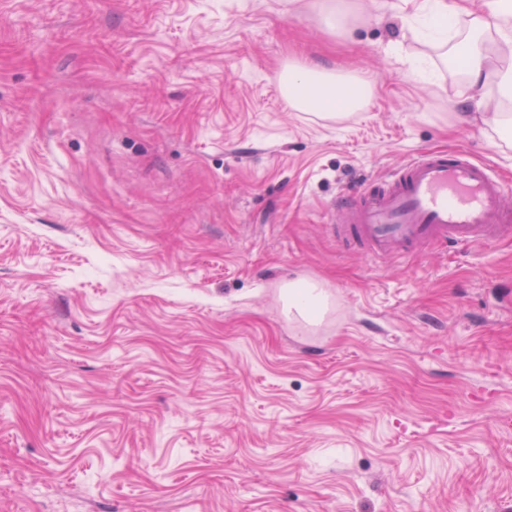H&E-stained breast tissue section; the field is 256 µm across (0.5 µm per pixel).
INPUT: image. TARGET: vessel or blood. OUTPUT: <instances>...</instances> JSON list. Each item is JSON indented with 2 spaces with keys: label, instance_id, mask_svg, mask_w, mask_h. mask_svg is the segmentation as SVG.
<instances>
[{
  "label": "vessel or blood",
  "instance_id": "b4317fda",
  "mask_svg": "<svg viewBox=\"0 0 512 512\" xmlns=\"http://www.w3.org/2000/svg\"><path fill=\"white\" fill-rule=\"evenodd\" d=\"M507 187L464 152L422 151L349 197L339 237L375 256L487 244L512 235Z\"/></svg>",
  "mask_w": 512,
  "mask_h": 512
}]
</instances>
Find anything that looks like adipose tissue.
I'll use <instances>...</instances> for the list:
<instances>
[{
	"label": "adipose tissue",
	"instance_id": "obj_1",
	"mask_svg": "<svg viewBox=\"0 0 512 512\" xmlns=\"http://www.w3.org/2000/svg\"><path fill=\"white\" fill-rule=\"evenodd\" d=\"M408 10L409 31L436 32L435 42L444 63L463 75L467 91L494 92L498 102L512 103V0H487L476 13L468 0H401ZM281 89L296 111L336 118L368 105L372 86L351 72H335L318 64L288 65L281 73ZM286 312L290 318L316 321L325 297L318 284L290 283Z\"/></svg>",
	"mask_w": 512,
	"mask_h": 512
}]
</instances>
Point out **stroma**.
Returning <instances> with one entry per match:
<instances>
[{
	"mask_svg": "<svg viewBox=\"0 0 512 512\" xmlns=\"http://www.w3.org/2000/svg\"><path fill=\"white\" fill-rule=\"evenodd\" d=\"M398 2L0 0V512H512V237L333 230L430 149L512 207V146L458 121L461 74L413 78ZM291 60L374 98L292 110ZM287 307L288 318L302 319L307 322L317 320L324 308L325 297L320 286L305 281L293 282L288 285Z\"/></svg>",
	"mask_w": 512,
	"mask_h": 512,
	"instance_id": "obj_1",
	"label": "stroma"
}]
</instances>
